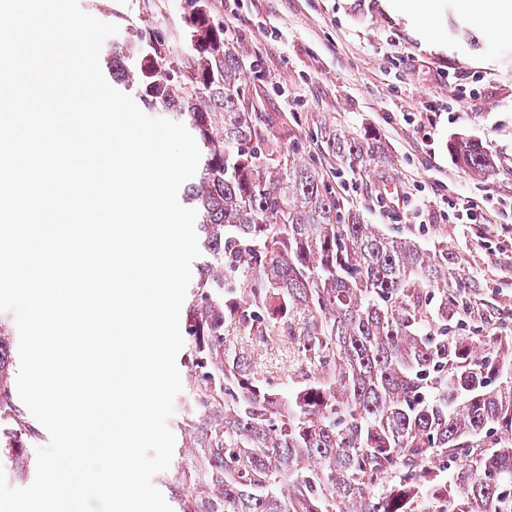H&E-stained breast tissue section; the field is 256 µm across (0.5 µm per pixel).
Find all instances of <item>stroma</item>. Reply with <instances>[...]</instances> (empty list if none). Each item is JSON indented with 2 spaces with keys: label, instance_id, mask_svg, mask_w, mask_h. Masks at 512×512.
<instances>
[{
  "label": "stroma",
  "instance_id": "1",
  "mask_svg": "<svg viewBox=\"0 0 512 512\" xmlns=\"http://www.w3.org/2000/svg\"><path fill=\"white\" fill-rule=\"evenodd\" d=\"M120 33L150 27L181 29L186 0H79ZM213 20L245 60L241 92L255 112L283 118L288 148L314 166L343 213L422 249L447 250L482 288L475 317L462 335L490 334L479 319L492 310L512 328V26L465 16L458 0H435L428 21L401 12L394 0H210ZM375 132L385 164L367 171L339 166L325 131ZM467 137L492 154L496 169L480 178L463 170L448 144ZM424 197L412 216L386 200L388 189ZM471 202L483 236L447 216L449 201ZM47 430L30 439L24 455L0 460L8 486L32 483L36 451Z\"/></svg>",
  "mask_w": 512,
  "mask_h": 512
}]
</instances>
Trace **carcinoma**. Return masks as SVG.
<instances>
[{
    "label": "carcinoma",
    "instance_id": "carcinoma-1",
    "mask_svg": "<svg viewBox=\"0 0 512 512\" xmlns=\"http://www.w3.org/2000/svg\"><path fill=\"white\" fill-rule=\"evenodd\" d=\"M208 2L186 0L176 37L138 29L101 50L112 82L201 151L181 192L201 251L181 324L195 464L168 478L173 512H512V335L448 334V310L472 315L477 283L446 250L345 218L290 156L281 115L245 105L243 58ZM326 145L353 170L386 160L370 132L331 131ZM449 150L476 176L493 169L473 141ZM275 340L298 366L261 377L252 347ZM13 350L0 326L9 458L36 434Z\"/></svg>",
    "mask_w": 512,
    "mask_h": 512
}]
</instances>
